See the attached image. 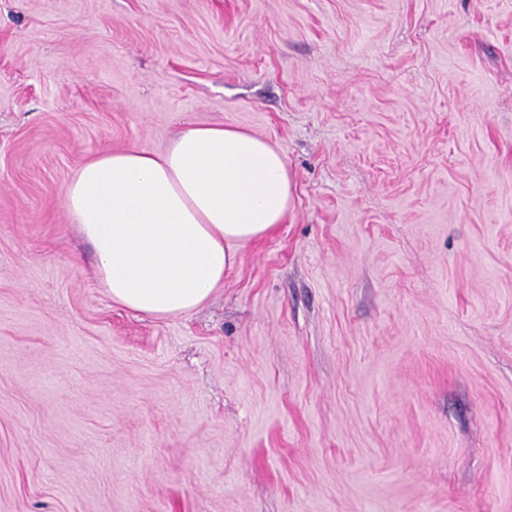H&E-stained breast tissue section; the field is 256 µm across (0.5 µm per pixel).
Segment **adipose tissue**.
Returning a JSON list of instances; mask_svg holds the SVG:
<instances>
[{
  "instance_id": "obj_1",
  "label": "adipose tissue",
  "mask_w": 512,
  "mask_h": 512,
  "mask_svg": "<svg viewBox=\"0 0 512 512\" xmlns=\"http://www.w3.org/2000/svg\"><path fill=\"white\" fill-rule=\"evenodd\" d=\"M283 154L232 127H190L164 152L85 160L63 202L91 244L93 276L112 302L147 316L197 308L224 282L239 248L288 214Z\"/></svg>"
}]
</instances>
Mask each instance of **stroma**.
I'll return each mask as SVG.
<instances>
[{"mask_svg":"<svg viewBox=\"0 0 512 512\" xmlns=\"http://www.w3.org/2000/svg\"><path fill=\"white\" fill-rule=\"evenodd\" d=\"M215 125L285 222L113 303L67 181ZM0 512H512V0H0Z\"/></svg>","mask_w":512,"mask_h":512,"instance_id":"35a3bbf8","label":"stroma"}]
</instances>
